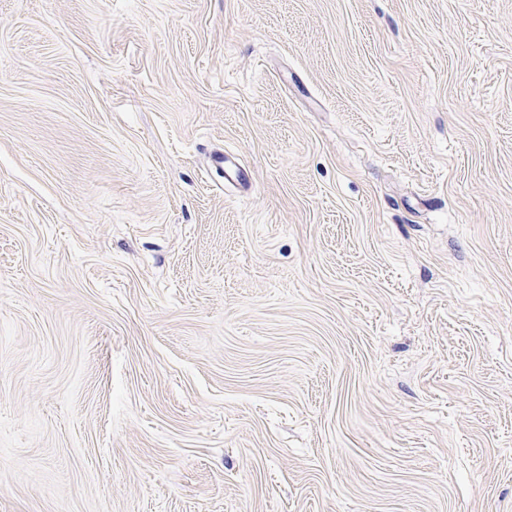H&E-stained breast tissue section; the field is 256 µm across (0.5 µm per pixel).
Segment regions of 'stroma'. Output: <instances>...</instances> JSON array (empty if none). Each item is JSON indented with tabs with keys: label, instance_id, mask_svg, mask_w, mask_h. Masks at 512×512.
<instances>
[{
	"label": "stroma",
	"instance_id": "stroma-1",
	"mask_svg": "<svg viewBox=\"0 0 512 512\" xmlns=\"http://www.w3.org/2000/svg\"><path fill=\"white\" fill-rule=\"evenodd\" d=\"M0 512H512V0H0Z\"/></svg>",
	"mask_w": 512,
	"mask_h": 512
}]
</instances>
